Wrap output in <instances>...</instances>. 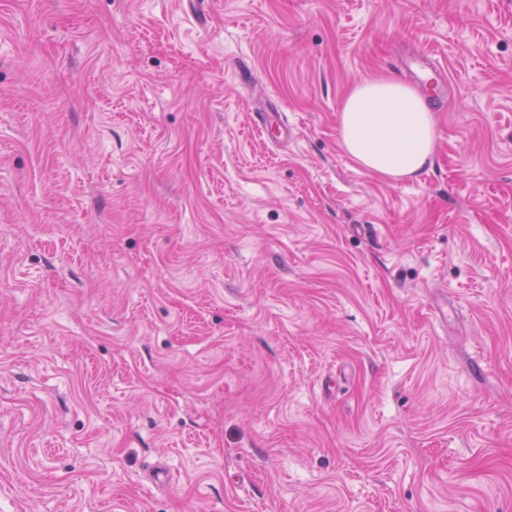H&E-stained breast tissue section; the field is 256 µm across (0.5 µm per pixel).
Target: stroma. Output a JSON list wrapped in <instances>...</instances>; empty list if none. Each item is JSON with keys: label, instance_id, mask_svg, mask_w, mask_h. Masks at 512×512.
<instances>
[{"label": "stroma", "instance_id": "1", "mask_svg": "<svg viewBox=\"0 0 512 512\" xmlns=\"http://www.w3.org/2000/svg\"><path fill=\"white\" fill-rule=\"evenodd\" d=\"M0 512H512V0H0ZM338 133L341 147L360 167L389 181L418 179L432 163L438 141L426 98L387 76L351 87Z\"/></svg>", "mask_w": 512, "mask_h": 512}]
</instances>
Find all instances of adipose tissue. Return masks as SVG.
Returning a JSON list of instances; mask_svg holds the SVG:
<instances>
[{"label":"adipose tissue","mask_w":512,"mask_h":512,"mask_svg":"<svg viewBox=\"0 0 512 512\" xmlns=\"http://www.w3.org/2000/svg\"><path fill=\"white\" fill-rule=\"evenodd\" d=\"M338 133L341 147L360 167L389 181L419 178L432 163L438 141L425 97L386 76L351 87Z\"/></svg>","instance_id":"1"}]
</instances>
